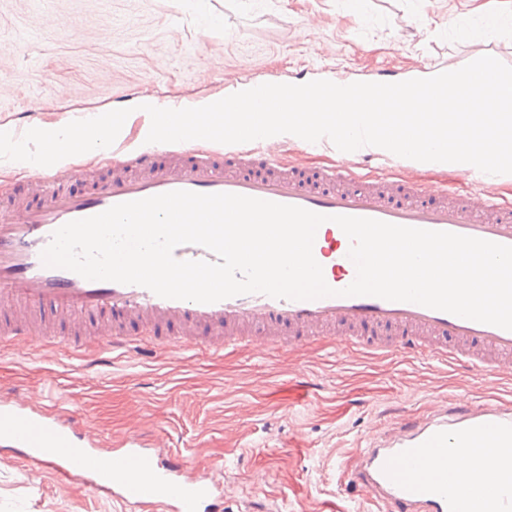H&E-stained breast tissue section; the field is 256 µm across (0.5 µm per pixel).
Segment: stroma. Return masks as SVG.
<instances>
[{"label":"stroma","instance_id":"35a3bbf8","mask_svg":"<svg viewBox=\"0 0 512 512\" xmlns=\"http://www.w3.org/2000/svg\"><path fill=\"white\" fill-rule=\"evenodd\" d=\"M489 54L512 60V0H0V131L22 137L111 107L223 97L253 75L273 80L398 78L458 68ZM313 393L300 392V377ZM0 389L44 408L79 406L106 448L161 430L195 470L223 464L224 512H377L344 489L336 463L460 399L512 408V375L485 381L427 355L376 356L332 339L285 352L244 345L98 358L58 345L0 343ZM0 512H150L94 498L35 472L0 446Z\"/></svg>","mask_w":512,"mask_h":512}]
</instances>
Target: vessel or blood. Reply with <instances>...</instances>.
Masks as SVG:
<instances>
[{
    "instance_id": "obj_1",
    "label": "vessel or blood",
    "mask_w": 512,
    "mask_h": 512,
    "mask_svg": "<svg viewBox=\"0 0 512 512\" xmlns=\"http://www.w3.org/2000/svg\"><path fill=\"white\" fill-rule=\"evenodd\" d=\"M166 155L159 164L151 149L119 151L114 174L102 180L83 165L53 167L40 195L16 208L0 207V340L14 339L16 350H25L32 341L29 315L47 304L62 316L93 319L101 349L138 356L188 347L199 329L207 330L204 342L215 349L238 344L241 332L249 330L265 341H280L287 351L307 347L314 334L332 330L345 348L428 353L466 363L486 378L512 369L511 330L416 303L340 294L354 281L356 268L335 217L512 246V206L498 202L494 193L458 195L402 179L371 183L341 161L309 180L281 152L263 149L258 140L231 145L191 140L171 144ZM172 191L238 194L325 215L313 255L335 296L296 301L253 293L206 304L163 298L138 285L88 280L43 264V249L64 224ZM130 321L154 334V341L127 335L123 325ZM476 435L500 442V451L477 457L467 472L451 467L450 458ZM0 440L26 449L37 467L82 478L96 495L158 505L164 512L224 509L219 475L193 474L189 460L176 450L157 459L146 450L148 435L138 431L120 448L104 450L76 406L34 409L1 392ZM338 469L385 512H512V412L486 403L443 409L425 419L407 416L355 460L339 461Z\"/></svg>"
}]
</instances>
